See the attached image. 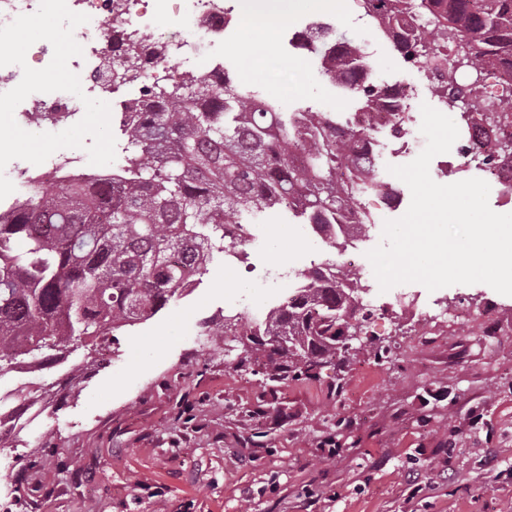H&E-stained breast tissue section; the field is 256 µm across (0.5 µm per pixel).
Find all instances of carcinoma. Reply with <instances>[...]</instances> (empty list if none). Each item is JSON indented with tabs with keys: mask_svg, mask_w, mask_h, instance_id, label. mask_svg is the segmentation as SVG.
<instances>
[{
	"mask_svg": "<svg viewBox=\"0 0 512 512\" xmlns=\"http://www.w3.org/2000/svg\"><path fill=\"white\" fill-rule=\"evenodd\" d=\"M352 2L405 64L439 55L429 69L433 92L460 109L463 123L481 110L495 125L512 122V97L490 98L484 84L490 69L512 68V0ZM303 39L322 73L356 100V113L340 125L326 112H275L255 85L227 70L219 80L189 79L186 88L142 87L121 129L120 172L23 185L21 199L0 213V378L93 349L70 388L43 391L66 400L109 336L190 293L216 257L242 246L235 229L271 210L314 225L336 251L345 243V211L356 210L352 228L366 231L362 197L384 188L357 159L373 139L380 88L359 45L334 26L319 24ZM112 56L126 66L139 56L119 27ZM511 147L497 141L476 153L487 165ZM295 279L286 304L256 319L226 315L221 331L250 338L235 368L256 364L274 386L350 361L336 350L346 324L341 304L364 284L334 258Z\"/></svg>",
	"mask_w": 512,
	"mask_h": 512,
	"instance_id": "1",
	"label": "carcinoma"
}]
</instances>
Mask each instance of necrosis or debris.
Listing matches in <instances>:
<instances>
[{
    "mask_svg": "<svg viewBox=\"0 0 512 512\" xmlns=\"http://www.w3.org/2000/svg\"><path fill=\"white\" fill-rule=\"evenodd\" d=\"M153 10H146L142 0H71L73 12L88 15L80 27L83 54L75 58L74 67L81 76L86 96H108L111 121L122 124L128 100L126 87L143 81L164 84L192 76L214 78L223 72L225 61L221 49H233L237 42V22L226 13L224 0H183L176 8L171 0H153ZM121 23L130 39L137 42H156V29L167 27V56L147 62L142 69L130 72L125 84L105 83L100 76L99 61L110 50L114 23ZM85 112L80 98L60 91L29 95L15 110V120L25 127L49 121L76 122ZM406 141L389 145L372 141L363 160L372 176H379L387 158L405 156L419 150L422 136L419 128L409 126Z\"/></svg>",
    "mask_w": 512,
    "mask_h": 512,
    "instance_id": "obj_1",
    "label": "necrosis or debris"
}]
</instances>
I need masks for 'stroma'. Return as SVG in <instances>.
<instances>
[{"label":"stroma","instance_id":"obj_1","mask_svg":"<svg viewBox=\"0 0 512 512\" xmlns=\"http://www.w3.org/2000/svg\"><path fill=\"white\" fill-rule=\"evenodd\" d=\"M334 23L371 43L375 75L442 109L429 73L354 7ZM267 62L264 95L286 111L340 107L313 58L276 46ZM283 230L284 262L272 254ZM330 255L298 221L268 219L254 271L215 259L191 295L117 331L76 396L0 447V512H512V296L482 283L384 292L360 268L366 330L387 358L361 353L346 373L329 364L274 388L236 369L224 315L263 314L293 288L274 270Z\"/></svg>","mask_w":512,"mask_h":512}]
</instances>
